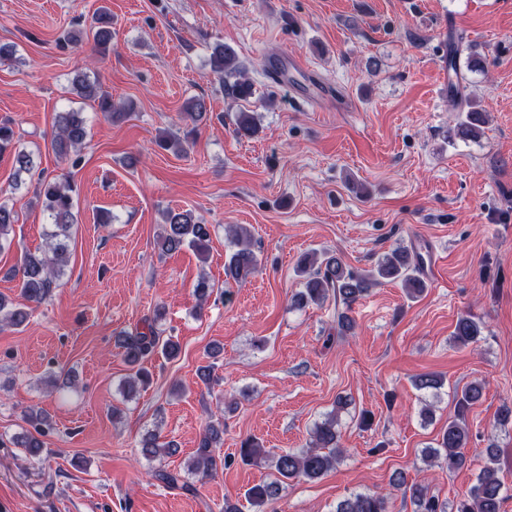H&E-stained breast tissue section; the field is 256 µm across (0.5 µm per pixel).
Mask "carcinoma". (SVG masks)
<instances>
[{"label":"carcinoma","mask_w":512,"mask_h":512,"mask_svg":"<svg viewBox=\"0 0 512 512\" xmlns=\"http://www.w3.org/2000/svg\"><path fill=\"white\" fill-rule=\"evenodd\" d=\"M93 52L104 55L110 50L112 40V13L101 8L97 11L92 25ZM209 66L222 85L237 99L247 100L253 94L252 83L239 70L237 55L230 46L220 44L211 54ZM233 76V83L227 78ZM80 97L97 103L98 110L104 117L115 119L126 115L125 107L104 92L99 83L87 76L76 79ZM451 101L458 105L470 104L457 131L464 137L477 139L485 123L483 112L471 105V100L464 93V87L456 84L449 91ZM182 119L190 128L185 138L193 137L197 128L207 122L209 112L203 98H192L187 102ZM259 131V124L251 112H240L235 120V132L241 137H254ZM87 136V128L82 113L77 111L59 112L55 115V131L52 147L56 155L70 162L74 168L82 161L81 148ZM9 153L13 157L15 178L33 169L31 153L21 147L15 138V131L9 122H0V156ZM74 186L66 177L42 179L39 182L37 200L43 212L50 219L49 231L45 232L44 248L34 252H25L21 266L15 275L20 277V295L28 302L39 304L58 286L64 274L66 264L67 240L74 226ZM15 214L7 205L0 203V249L11 246L15 237ZM231 243L234 251L224 263V282L242 284L248 281L260 268V259L252 249V233L245 225H235L230 229ZM210 227L199 222L192 212L169 210L164 215V230L159 237V245L164 253H172L188 247L200 257L208 251ZM423 258L417 250L397 247L380 257L375 267L367 272H359L342 262L339 257L323 255L303 256L296 268L298 276L303 278V287L291 298V306L305 308L311 304L322 306L332 301L336 306L334 318L336 336L343 337L353 333L355 319L350 316L352 306L368 290L383 282L399 283L412 299L421 297L427 290L425 280L420 276ZM30 316L28 307L15 304L0 295V325L15 329L23 327ZM482 337L480 323L473 317L465 315L458 318L452 340L459 346H467ZM116 344L122 349L124 361L129 367V375L121 383L124 393L133 391L137 385H146L150 373L143 366L154 353L159 352L166 359H174L180 352V345L173 337H162L155 329L154 322L149 321L144 329L122 330L116 334ZM223 348L211 346L207 355L211 362L198 368L199 378L208 383ZM415 386L426 392L436 394L443 386L442 380L433 374H422L415 379ZM483 395V388L478 384H469L462 390L453 391L455 415L448 420L436 440V446L426 450L425 457L440 461L453 470L466 460L465 450L470 444L469 429L465 416L471 406ZM25 421L32 430L19 434L12 439L17 448L25 449L33 460L40 459L43 442L38 436L45 432L49 417L42 410H31ZM336 414L330 413L313 430V439L305 448L273 455L261 443L252 437L241 441L239 458L246 465H269L274 469V478L251 486L245 493L247 504L262 512V509L275 503L285 481L305 478L318 479L334 468L342 458L344 450L339 443L336 430ZM224 418L210 420L199 434L197 448L187 472L203 479L215 476L224 468L226 460L215 454V448L223 441ZM141 454L146 458L171 455L177 451L174 444L159 443L154 433L145 435L140 440ZM485 464L479 472L467 497L459 500L453 509L439 498L430 494L427 487L419 484L407 485L404 476H399L392 483L395 488H402L410 493L416 506V512H505L504 504L508 499L506 490L498 477L499 449L495 444H488L482 450ZM154 477L168 487L178 486L186 489L179 473L164 469L155 471ZM388 494L357 492L341 500L335 512H388Z\"/></svg>","instance_id":"carcinoma-1"}]
</instances>
